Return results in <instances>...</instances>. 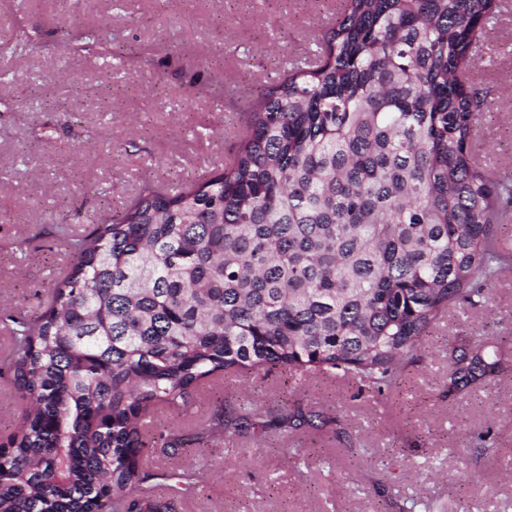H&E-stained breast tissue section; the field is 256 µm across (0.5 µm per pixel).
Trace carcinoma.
Here are the masks:
<instances>
[{"label":"carcinoma","instance_id":"1","mask_svg":"<svg viewBox=\"0 0 512 512\" xmlns=\"http://www.w3.org/2000/svg\"><path fill=\"white\" fill-rule=\"evenodd\" d=\"M501 13L502 0H342L319 63L258 95L224 171L147 186L71 238L47 311L7 317L30 413L0 445V512H169L137 495L156 405L273 366L380 392L448 304H477L505 270L492 229L512 175L476 163L487 102L469 68ZM509 366L512 350L481 339L455 357L448 390ZM260 427L218 414L202 433ZM197 474L172 478L188 493Z\"/></svg>","mask_w":512,"mask_h":512}]
</instances>
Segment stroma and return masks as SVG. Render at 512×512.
Returning <instances> with one entry per match:
<instances>
[{
    "label": "stroma",
    "instance_id": "35a3bbf8",
    "mask_svg": "<svg viewBox=\"0 0 512 512\" xmlns=\"http://www.w3.org/2000/svg\"><path fill=\"white\" fill-rule=\"evenodd\" d=\"M471 65L491 108L476 130L479 167L512 173V0ZM341 0H0V442L28 401L14 387L5 315H42L72 258L64 234L120 215L142 186L220 173L248 123L252 94L313 58ZM112 32L107 52L65 50L68 33ZM36 31L41 52L12 49ZM494 231L505 272L478 304L455 302L423 336L417 363L377 393L340 372L299 377L273 368L225 376L183 410L157 407L139 493L170 512H512V371L448 391L455 350L490 339L512 348V202ZM314 430L268 429L197 438L210 414L267 421L296 410ZM194 494L167 477L187 462Z\"/></svg>",
    "mask_w": 512,
    "mask_h": 512
}]
</instances>
